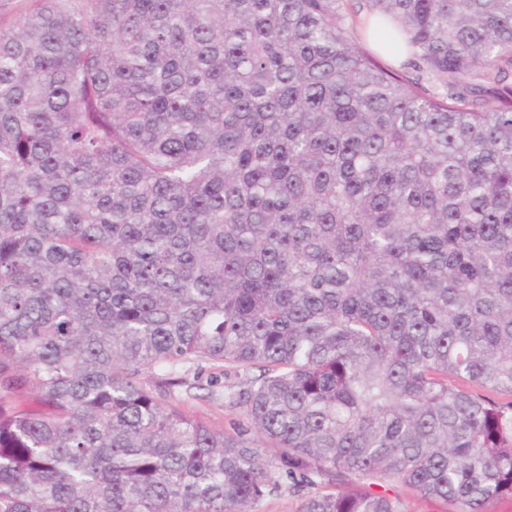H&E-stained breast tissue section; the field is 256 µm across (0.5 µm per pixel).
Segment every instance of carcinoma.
I'll list each match as a JSON object with an SVG mask.
<instances>
[{
    "label": "carcinoma",
    "mask_w": 512,
    "mask_h": 512,
    "mask_svg": "<svg viewBox=\"0 0 512 512\" xmlns=\"http://www.w3.org/2000/svg\"><path fill=\"white\" fill-rule=\"evenodd\" d=\"M349 2L0 0V512L512 498V0ZM185 376L192 383L194 378L196 380L198 377L196 383L203 389L191 390V396L178 390L173 399V404L177 407L227 430H230L233 423L244 420L242 411L239 408L230 407L224 393L227 395L231 390L236 389L246 381L249 374L242 371L236 373L233 369L203 362L192 366ZM299 502V497L289 494L288 481H285L279 493L266 498L260 505V512H296Z\"/></svg>",
    "instance_id": "cac0c4a2"
}]
</instances>
